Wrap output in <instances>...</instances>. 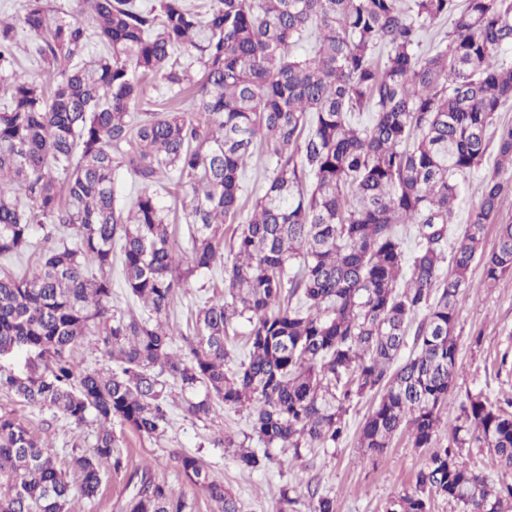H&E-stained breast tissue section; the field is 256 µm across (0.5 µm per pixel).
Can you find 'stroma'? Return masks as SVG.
I'll return each instance as SVG.
<instances>
[{
  "mask_svg": "<svg viewBox=\"0 0 512 512\" xmlns=\"http://www.w3.org/2000/svg\"><path fill=\"white\" fill-rule=\"evenodd\" d=\"M174 234L177 254H188L189 231L185 220V191L172 184L160 187ZM471 288L459 299L455 330L462 370L441 412L434 446L448 444V433L455 423L457 408L467 393H483L493 402L512 400V371L501 370L503 353L512 354V277L495 287L482 283L481 266H473ZM221 268L192 278L181 290L170 312V321L179 328L191 324V311L205 301L223 297ZM377 398L368 394L356 402L348 415L346 438L333 448H310L301 459L268 471L240 469L233 449L216 444L225 432L236 435L245 447L257 448L247 410L224 409L218 417L198 421L186 418L179 406H172L170 428L161 439H149L127 430L122 438L129 453V465L151 464L156 480L173 486L195 505L194 512H217L214 503L181 475L173 452L200 456L213 475L229 487L241 504L242 512H278L282 488L294 489L299 512H309L311 491L335 497L336 512H386L389 499L412 489L416 473L424 467L430 450L412 444L409 433L398 434L391 446L378 455L365 453L359 446V428L372 411ZM20 410L25 426L53 454L59 465H66L72 450H88L94 443V428L70 426L56 420L51 411L21 408L11 396L0 393V411ZM127 495L124 477L105 472L100 493L89 500L73 493L69 512H118L117 504Z\"/></svg>",
  "mask_w": 512,
  "mask_h": 512,
  "instance_id": "35a3bbf8",
  "label": "stroma"
}]
</instances>
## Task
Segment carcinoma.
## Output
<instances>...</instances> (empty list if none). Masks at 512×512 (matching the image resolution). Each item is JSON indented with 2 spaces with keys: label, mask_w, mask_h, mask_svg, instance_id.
<instances>
[{
  "label": "carcinoma",
  "mask_w": 512,
  "mask_h": 512,
  "mask_svg": "<svg viewBox=\"0 0 512 512\" xmlns=\"http://www.w3.org/2000/svg\"><path fill=\"white\" fill-rule=\"evenodd\" d=\"M73 2L60 14L27 0L17 18H0V256L26 252L46 224L68 231L28 275H0V393L69 425L94 424V444L63 468L17 411L0 413V512H68L73 490L98 495L105 463L127 476L119 512H193L150 469L129 470L113 430L164 437L170 384L192 420L221 405L250 410L263 450L237 460L251 472L279 462L273 448L292 461L336 445L366 393L379 401L360 448L381 454L403 430L414 447H431L461 368L457 303L472 265L486 288L512 275V222L499 221L512 125L490 133L512 102V62L502 59L512 0H206L203 11L185 0L145 10L134 0ZM436 20L450 24L447 43L426 54L421 32ZM18 27L43 66L40 82L13 69ZM93 35L103 52L87 62ZM311 35L308 56L295 55ZM147 79L173 104L192 92L194 110L136 118ZM362 112L374 113L367 125ZM257 141L275 167L239 224L241 174ZM491 147L498 168L447 258L461 178ZM121 170L137 180L130 206ZM174 174L189 187L186 262L156 189ZM399 224L415 228L409 257ZM487 224L498 225L489 252ZM117 242L126 299L148 307L145 318L112 301ZM216 267L227 297L197 309L188 337L169 324L170 307L191 277ZM236 318L249 324L248 353L227 373ZM84 343L106 366L75 361ZM450 438L386 512H430L435 496L459 512H512V483L495 485L461 459L465 448H491L512 466V411L469 394ZM172 456L218 512H241L196 456ZM310 512H336V499L314 493Z\"/></svg>",
  "instance_id": "obj_1"
}]
</instances>
